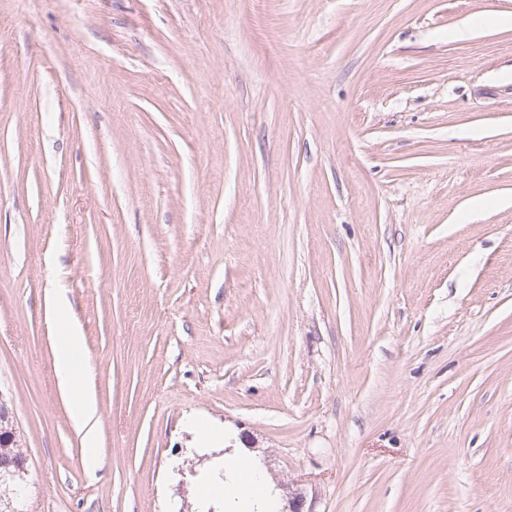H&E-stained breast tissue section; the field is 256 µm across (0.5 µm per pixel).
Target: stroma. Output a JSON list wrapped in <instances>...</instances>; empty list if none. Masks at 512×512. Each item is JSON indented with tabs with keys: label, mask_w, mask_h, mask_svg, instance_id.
Segmentation results:
<instances>
[{
	"label": "stroma",
	"mask_w": 512,
	"mask_h": 512,
	"mask_svg": "<svg viewBox=\"0 0 512 512\" xmlns=\"http://www.w3.org/2000/svg\"><path fill=\"white\" fill-rule=\"evenodd\" d=\"M0 395L28 512H512V0H0ZM52 314L57 323L65 325L64 335L57 336L54 371L60 389L71 400L72 421L81 434L85 469L95 474L105 461L96 429L98 403L84 380L88 365L83 358V336L70 321L69 306L59 297L54 298ZM203 496L223 501L226 512H276V492L256 461L232 456L224 459V479H208Z\"/></svg>",
	"instance_id": "obj_1"
}]
</instances>
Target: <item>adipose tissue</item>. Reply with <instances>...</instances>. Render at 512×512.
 <instances>
[{"label": "adipose tissue", "instance_id": "ef3b65f1", "mask_svg": "<svg viewBox=\"0 0 512 512\" xmlns=\"http://www.w3.org/2000/svg\"><path fill=\"white\" fill-rule=\"evenodd\" d=\"M52 314L63 324L65 333L57 339L54 371L60 389L70 398L72 421L82 440L83 462L89 473L104 464L96 429L98 403L85 382L88 365L83 358V337L70 322L69 307L62 299H54ZM203 496L209 501L223 502L226 512H276L275 491L257 462L232 456L224 461L223 478L208 479Z\"/></svg>", "mask_w": 512, "mask_h": 512}]
</instances>
